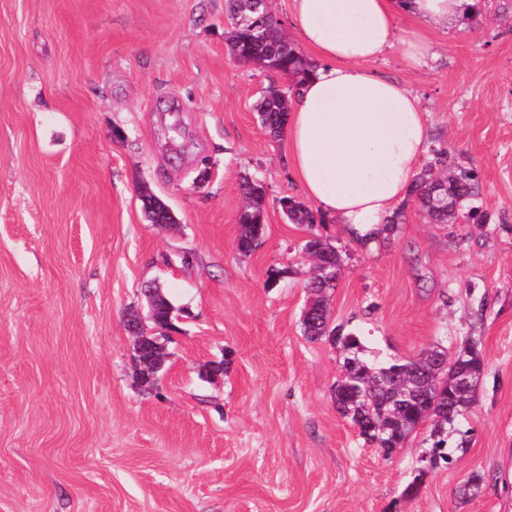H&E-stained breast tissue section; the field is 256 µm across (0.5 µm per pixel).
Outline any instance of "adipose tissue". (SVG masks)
<instances>
[{
	"label": "adipose tissue",
	"mask_w": 512,
	"mask_h": 512,
	"mask_svg": "<svg viewBox=\"0 0 512 512\" xmlns=\"http://www.w3.org/2000/svg\"><path fill=\"white\" fill-rule=\"evenodd\" d=\"M466 2L293 0V29L314 69L288 115V159L304 196L356 240H369L407 197L429 140L417 97L370 64L394 48L420 64L425 28L455 22ZM404 13L417 27L399 28Z\"/></svg>",
	"instance_id": "adipose-tissue-1"
}]
</instances>
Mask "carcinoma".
<instances>
[{"mask_svg": "<svg viewBox=\"0 0 512 512\" xmlns=\"http://www.w3.org/2000/svg\"><path fill=\"white\" fill-rule=\"evenodd\" d=\"M229 26L224 42L238 62L259 63V67L287 77L285 89L271 86L256 105L262 127L270 136L285 127L290 101L311 72V65L283 36L274 19L269 0H227ZM246 200L239 211V250L252 251L264 232L266 187L257 178L242 183ZM430 222L447 224L460 219L476 224L488 222V214L475 201L478 176L463 167L447 150L431 149V158L422 167L411 190ZM288 219L295 224H316L325 220L306 203L288 197L280 200ZM304 251L325 272L311 279V296L317 311L303 318V332L311 340L323 337L339 346L342 375L333 390L337 412L355 426L359 435L389 454L403 446L420 425H429L425 441L433 452L448 460V444L468 447L467 434L455 427L473 404L486 364L480 342L464 336L450 353L438 341L408 359H388L369 355L360 336L344 333L342 326L330 325L328 293L336 288L342 269L338 250L319 237L306 241Z\"/></svg>", "mask_w": 512, "mask_h": 512, "instance_id": "1", "label": "carcinoma"}]
</instances>
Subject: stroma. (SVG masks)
Segmentation results:
<instances>
[{
  "mask_svg": "<svg viewBox=\"0 0 512 512\" xmlns=\"http://www.w3.org/2000/svg\"><path fill=\"white\" fill-rule=\"evenodd\" d=\"M226 23L225 0H0V512H512V0L432 29L424 66L374 64L479 172L488 224L409 197L371 244L284 217L303 193L255 111L277 77L229 55ZM246 176L267 199L245 255ZM313 233L343 259L332 320L368 348L480 340L450 463L422 471L425 429L386 454L338 414V349L301 326ZM151 285L187 315L148 387L126 319Z\"/></svg>",
  "mask_w": 512,
  "mask_h": 512,
  "instance_id": "stroma-1",
  "label": "stroma"
}]
</instances>
